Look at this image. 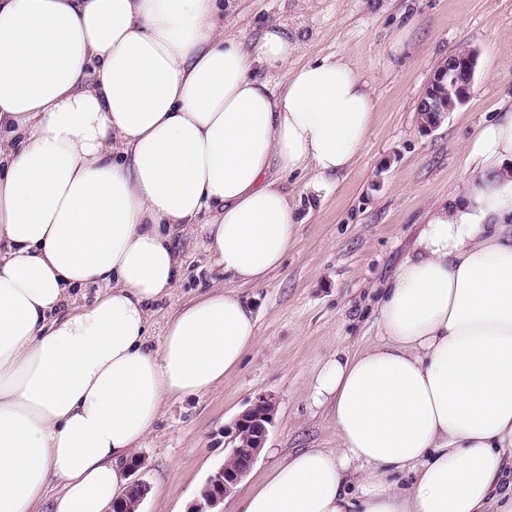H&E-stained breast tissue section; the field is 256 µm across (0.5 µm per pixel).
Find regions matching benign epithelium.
Listing matches in <instances>:
<instances>
[{
    "label": "benign epithelium",
    "mask_w": 512,
    "mask_h": 512,
    "mask_svg": "<svg viewBox=\"0 0 512 512\" xmlns=\"http://www.w3.org/2000/svg\"><path fill=\"white\" fill-rule=\"evenodd\" d=\"M477 68V54L467 52L448 58V68L443 73L431 77L428 87L436 88L444 80L451 81L456 100L464 103L470 94ZM448 103L438 95L422 96L418 115L424 131L435 129L445 118ZM275 402L270 396H260L251 407L242 412L232 425L224 428L229 437V457L239 460L236 467H222L216 474L214 487L207 495L197 499L189 512H215V508L224 501L233 489L246 476L264 447L268 427L273 423Z\"/></svg>",
    "instance_id": "7a95c632"
}]
</instances>
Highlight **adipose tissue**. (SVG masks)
Segmentation results:
<instances>
[{
    "label": "adipose tissue",
    "instance_id": "adipose-tissue-1",
    "mask_svg": "<svg viewBox=\"0 0 512 512\" xmlns=\"http://www.w3.org/2000/svg\"><path fill=\"white\" fill-rule=\"evenodd\" d=\"M293 53L275 27L248 47L225 35L218 0H0V512H110L163 402L210 392L255 348L237 288L297 238L281 175L322 191L373 123L348 61L292 68ZM466 151L378 341L332 351L312 382L339 448L279 458L237 512H512L495 495L512 463V111ZM196 223L237 286L150 340L172 232Z\"/></svg>",
    "mask_w": 512,
    "mask_h": 512
}]
</instances>
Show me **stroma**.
I'll list each match as a JSON object with an SVG mask.
<instances>
[{
  "mask_svg": "<svg viewBox=\"0 0 512 512\" xmlns=\"http://www.w3.org/2000/svg\"><path fill=\"white\" fill-rule=\"evenodd\" d=\"M295 44L293 65L350 60L375 103L371 135L353 169L307 191L311 173L284 180L304 219L282 266L261 286L243 287L258 316V344L236 373L202 397L165 403L139 448L136 476L149 492L139 512H187L224 462V428L259 395L276 403L274 422L249 473L258 487L276 462L269 449L339 448L327 407L311 383L343 347L377 339L379 304L428 211L462 189L466 147L484 123L512 110V0H227L224 32L243 41L269 26ZM478 54L466 102L432 132L417 109L428 81L460 47ZM181 254L171 296L151 306L149 334L161 336L176 309L214 288H230L201 230L175 229Z\"/></svg>",
  "mask_w": 512,
  "mask_h": 512,
  "instance_id": "obj_1",
  "label": "stroma"
}]
</instances>
